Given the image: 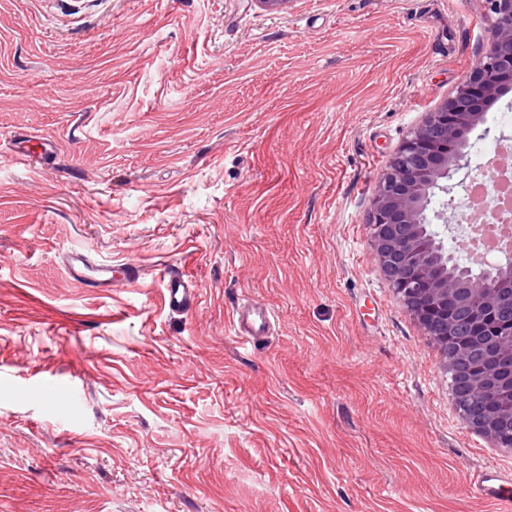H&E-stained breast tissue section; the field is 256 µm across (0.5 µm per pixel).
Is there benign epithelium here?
Instances as JSON below:
<instances>
[{
  "label": "benign epithelium",
  "instance_id": "7a95c632",
  "mask_svg": "<svg viewBox=\"0 0 512 512\" xmlns=\"http://www.w3.org/2000/svg\"><path fill=\"white\" fill-rule=\"evenodd\" d=\"M484 3L490 26L475 68L391 157L375 187L370 224L375 258L418 325L426 331L441 322L448 337L458 320L467 323L447 364L465 380L479 366L478 384L489 399L481 414L461 418L500 447V426L512 422V255L459 265L444 242L446 232L457 231L447 210L429 211L433 198L450 193V172L469 167L464 147L489 101L512 87V0ZM485 279L499 293L478 287Z\"/></svg>",
  "mask_w": 512,
  "mask_h": 512
}]
</instances>
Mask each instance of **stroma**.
Instances as JSON below:
<instances>
[{"label": "stroma", "instance_id": "1", "mask_svg": "<svg viewBox=\"0 0 512 512\" xmlns=\"http://www.w3.org/2000/svg\"><path fill=\"white\" fill-rule=\"evenodd\" d=\"M487 30L482 0H0V512H499L469 485L512 450L463 424L368 224ZM73 249L140 276L77 287ZM9 150L12 159L27 167L50 165L49 160L55 154L54 143L46 138H37L28 134H20L12 140ZM165 303L173 312L191 309L198 299V281L184 270L164 276ZM271 322L270 309L261 303H250L239 308L234 317L237 334L251 340H257L260 336H264Z\"/></svg>", "mask_w": 512, "mask_h": 512}]
</instances>
